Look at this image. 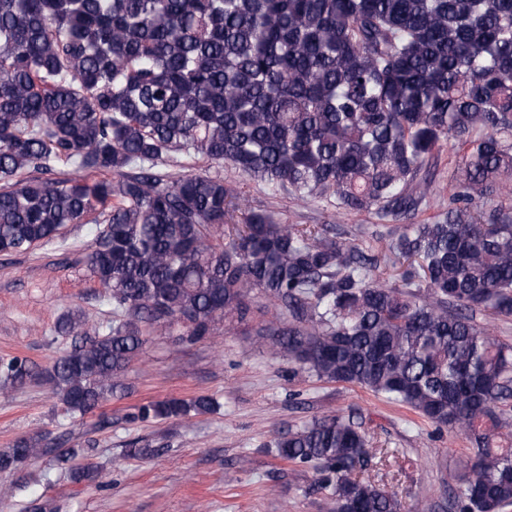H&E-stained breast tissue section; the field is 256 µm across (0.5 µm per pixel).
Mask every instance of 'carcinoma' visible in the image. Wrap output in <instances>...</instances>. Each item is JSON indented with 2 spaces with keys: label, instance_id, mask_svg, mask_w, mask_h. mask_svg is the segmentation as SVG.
<instances>
[{
  "label": "carcinoma",
  "instance_id": "carcinoma-1",
  "mask_svg": "<svg viewBox=\"0 0 512 512\" xmlns=\"http://www.w3.org/2000/svg\"><path fill=\"white\" fill-rule=\"evenodd\" d=\"M465 149L448 211L368 255L337 224H279L220 175L175 176V155L228 162L277 193L415 216L439 196L431 162ZM512 0H0V253L104 224L82 259L121 319L42 375L71 414L121 386L153 331L189 341L262 317L256 335L319 381L361 387L459 432L457 512L512 506V345L477 316L512 317ZM409 261L401 283L380 268ZM270 318H265L269 307ZM37 375L0 359L11 386ZM142 405L133 421L214 411ZM333 512H401L366 481L384 449L363 423L313 417L275 439ZM75 448L46 433L0 451V474Z\"/></svg>",
  "mask_w": 512,
  "mask_h": 512
}]
</instances>
